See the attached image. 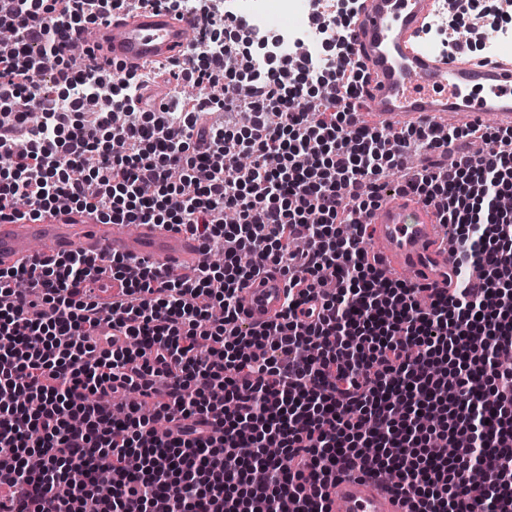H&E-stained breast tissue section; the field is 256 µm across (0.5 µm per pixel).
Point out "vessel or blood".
Segmentation results:
<instances>
[{"instance_id":"obj_1","label":"vessel or blood","mask_w":512,"mask_h":512,"mask_svg":"<svg viewBox=\"0 0 512 512\" xmlns=\"http://www.w3.org/2000/svg\"><path fill=\"white\" fill-rule=\"evenodd\" d=\"M435 2L363 0L349 39L351 59L369 75L359 99L363 111L390 129L486 119L512 125V57L470 59L452 48L434 52L418 44ZM74 39L95 52L105 73L118 65L176 64L188 51L186 22L135 6L106 23L78 29ZM366 222L372 252L390 267L412 282L453 288L456 246L444 237L432 208L410 195L387 198ZM36 242L44 256L78 249L101 260L115 254L142 257L174 270L196 262L201 253L194 238L153 224L139 225L132 234L86 213L60 212L34 222L0 218V267L31 258ZM283 291L280 277L254 279L243 292L244 321L253 326L270 321L281 309ZM326 506L328 512H408L402 496L357 474L340 476L328 490Z\"/></svg>"}]
</instances>
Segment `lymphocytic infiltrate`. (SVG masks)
Wrapping results in <instances>:
<instances>
[{"instance_id":"1","label":"lymphocytic infiltrate","mask_w":512,"mask_h":512,"mask_svg":"<svg viewBox=\"0 0 512 512\" xmlns=\"http://www.w3.org/2000/svg\"><path fill=\"white\" fill-rule=\"evenodd\" d=\"M126 2L0 0V216L158 224L224 262L104 268L73 250L0 268V512H154L160 497L167 512H324L345 470L390 483L410 512H512V128L361 120L364 74L342 46L354 16L325 10L310 22L335 32L337 66L156 110L136 76L71 64L75 28ZM181 11L208 45L183 81L238 82L246 52L210 40L229 5ZM463 139L484 151L404 187L456 232L453 291L387 276L364 243L388 171ZM263 263L286 279L283 308L247 326ZM105 269L122 284L106 306ZM112 393L123 418L90 400Z\"/></svg>"}]
</instances>
